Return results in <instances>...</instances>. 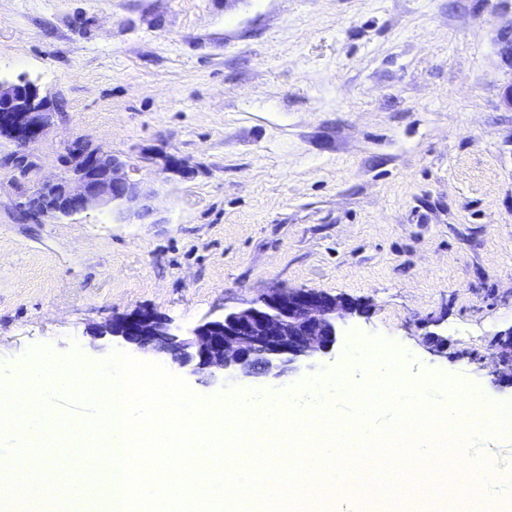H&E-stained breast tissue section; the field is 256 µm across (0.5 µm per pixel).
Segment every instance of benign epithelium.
<instances>
[{"instance_id": "1", "label": "benign epithelium", "mask_w": 512, "mask_h": 512, "mask_svg": "<svg viewBox=\"0 0 512 512\" xmlns=\"http://www.w3.org/2000/svg\"><path fill=\"white\" fill-rule=\"evenodd\" d=\"M53 117L34 82L0 81V138L14 146L0 154V172L15 187L13 209L22 221L53 223L91 211H115L125 219L153 216L152 187L133 177L125 161L96 148L74 153L78 169L64 162L60 176L39 178L28 146L43 135ZM162 172L183 177L188 168L182 160L166 156ZM363 313L361 304L316 289H274L245 308L202 320L188 336L178 334L167 317L150 309L112 318L98 336L170 353L189 374L213 383L263 377L276 386L286 373L311 368L331 353L336 320ZM499 349V372L512 379V328L504 333Z\"/></svg>"}]
</instances>
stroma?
Wrapping results in <instances>:
<instances>
[{
	"label": "stroma",
	"mask_w": 512,
	"mask_h": 512,
	"mask_svg": "<svg viewBox=\"0 0 512 512\" xmlns=\"http://www.w3.org/2000/svg\"><path fill=\"white\" fill-rule=\"evenodd\" d=\"M511 21L512 0H0V78L35 80L54 112L28 147L41 176L83 139L130 157L161 217L27 224L0 181V384L35 346L153 361L91 335L140 308L184 334L305 288L370 312L280 393L355 374L358 333L409 381L512 402L495 374L512 329ZM165 155L189 175L163 174Z\"/></svg>",
	"instance_id": "1"
}]
</instances>
